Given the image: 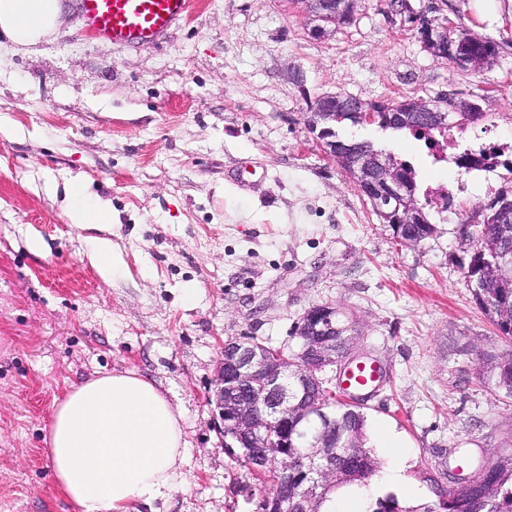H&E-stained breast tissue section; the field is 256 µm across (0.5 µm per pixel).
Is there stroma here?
<instances>
[{
	"label": "stroma",
	"mask_w": 512,
	"mask_h": 512,
	"mask_svg": "<svg viewBox=\"0 0 512 512\" xmlns=\"http://www.w3.org/2000/svg\"><path fill=\"white\" fill-rule=\"evenodd\" d=\"M411 2L495 42L491 70L433 57L387 0H365L325 38L309 35L297 0H192L164 39L136 47L99 40L77 0H62L56 37L0 44V512H73L44 444L54 406L71 386L126 370L170 399L187 442L186 483L129 512H256L215 407L222 347L243 336L297 347L292 328L316 303L352 314L356 354L385 372L362 405L366 429H394L408 459L374 449L379 471L402 475L378 496L432 504L461 459L512 452V396L479 379L477 359L512 340L466 287L458 234L481 221L486 183L511 191L512 172L487 181L432 163L409 133L343 129L411 161L419 183L464 185L451 213L427 207L433 236L405 247L303 117L327 93L474 98L483 117L470 132L512 140V15ZM74 179L111 223H70ZM98 241L111 267L98 265Z\"/></svg>",
	"instance_id": "stroma-1"
}]
</instances>
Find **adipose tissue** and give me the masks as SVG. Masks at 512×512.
<instances>
[{
	"label": "adipose tissue",
	"instance_id": "1",
	"mask_svg": "<svg viewBox=\"0 0 512 512\" xmlns=\"http://www.w3.org/2000/svg\"><path fill=\"white\" fill-rule=\"evenodd\" d=\"M62 26L61 0H0V38L26 48ZM182 416L135 372L74 386L53 410L45 441L56 488L75 512H128L165 498L182 473Z\"/></svg>",
	"mask_w": 512,
	"mask_h": 512
}]
</instances>
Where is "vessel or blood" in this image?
Returning a JSON list of instances; mask_svg holds the SVG:
<instances>
[{"label": "vessel or blood", "instance_id": "obj_1", "mask_svg": "<svg viewBox=\"0 0 512 512\" xmlns=\"http://www.w3.org/2000/svg\"><path fill=\"white\" fill-rule=\"evenodd\" d=\"M81 13L99 37L112 43L135 46L160 40L190 8V0H79ZM383 378L374 361L349 364L339 386L345 393L371 394Z\"/></svg>", "mask_w": 512, "mask_h": 512}]
</instances>
